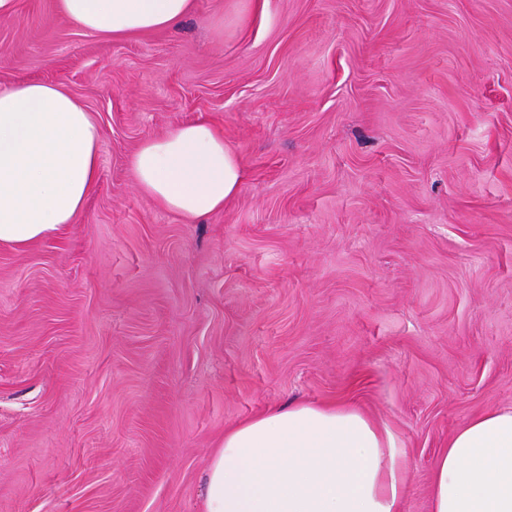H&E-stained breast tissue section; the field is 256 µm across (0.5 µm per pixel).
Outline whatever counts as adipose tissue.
<instances>
[{"instance_id": "adipose-tissue-1", "label": "adipose tissue", "mask_w": 512, "mask_h": 512, "mask_svg": "<svg viewBox=\"0 0 512 512\" xmlns=\"http://www.w3.org/2000/svg\"><path fill=\"white\" fill-rule=\"evenodd\" d=\"M58 13L112 38L171 29L194 0H56ZM101 131L64 89L0 88V244L26 248L74 223L98 179ZM138 190L187 222L222 211L247 172L211 124L144 139L129 158ZM393 439L336 403L272 409L227 430L204 512H400ZM432 512H512V408L465 422L438 454Z\"/></svg>"}]
</instances>
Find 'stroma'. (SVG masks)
Returning a JSON list of instances; mask_svg holds the SVG:
<instances>
[{
    "label": "stroma",
    "instance_id": "35a3bbf8",
    "mask_svg": "<svg viewBox=\"0 0 512 512\" xmlns=\"http://www.w3.org/2000/svg\"><path fill=\"white\" fill-rule=\"evenodd\" d=\"M101 129L76 223L0 245V512H203L224 432L337 402L386 427L403 512L468 419L512 407V0H194L105 38L0 17V86ZM209 122L247 179L187 223L145 138Z\"/></svg>",
    "mask_w": 512,
    "mask_h": 512
}]
</instances>
